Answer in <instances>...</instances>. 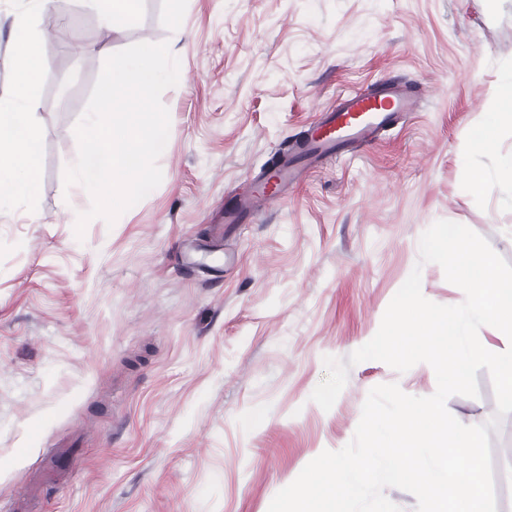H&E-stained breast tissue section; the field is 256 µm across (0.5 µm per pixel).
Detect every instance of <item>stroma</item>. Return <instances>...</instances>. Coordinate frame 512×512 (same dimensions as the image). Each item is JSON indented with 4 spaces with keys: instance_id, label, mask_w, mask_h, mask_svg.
Wrapping results in <instances>:
<instances>
[{
    "instance_id": "obj_1",
    "label": "stroma",
    "mask_w": 512,
    "mask_h": 512,
    "mask_svg": "<svg viewBox=\"0 0 512 512\" xmlns=\"http://www.w3.org/2000/svg\"><path fill=\"white\" fill-rule=\"evenodd\" d=\"M105 31L83 0H0V100L14 84L13 30L27 19L44 60L33 84L31 196L0 208V512L31 486L41 512H268L312 459L348 444L369 390H436L425 363L350 368L331 410L310 396L324 356L377 332L414 266L425 298L463 302L419 239L449 220L512 264V125L495 149L470 134L496 122L512 71V0H141ZM68 23L65 36L52 17ZM168 42L182 83L169 111L163 178L114 225L63 172L74 127L108 56ZM423 101L363 155L329 160L251 224L224 203L303 139L341 91L382 76ZM492 180L472 188L473 170ZM479 395L449 412L479 425Z\"/></svg>"
}]
</instances>
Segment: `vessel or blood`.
<instances>
[{"label":"vessel or blood","instance_id":"vessel-or-blood-1","mask_svg":"<svg viewBox=\"0 0 512 512\" xmlns=\"http://www.w3.org/2000/svg\"><path fill=\"white\" fill-rule=\"evenodd\" d=\"M420 100L414 87L394 77L341 93L336 107L323 114L312 134L299 145L297 155L285 158L272 175H259L256 193L236 196L225 206V223H245L266 204L287 197L319 159L350 157L372 147L381 131L416 112Z\"/></svg>","mask_w":512,"mask_h":512}]
</instances>
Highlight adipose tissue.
Instances as JSON below:
<instances>
[{
    "mask_svg": "<svg viewBox=\"0 0 512 512\" xmlns=\"http://www.w3.org/2000/svg\"><path fill=\"white\" fill-rule=\"evenodd\" d=\"M14 42V97L0 102V208L30 195L35 180L36 134L28 120L33 81L43 60L29 45L25 23H18Z\"/></svg>",
    "mask_w": 512,
    "mask_h": 512,
    "instance_id": "ef3b65f1",
    "label": "adipose tissue"
}]
</instances>
